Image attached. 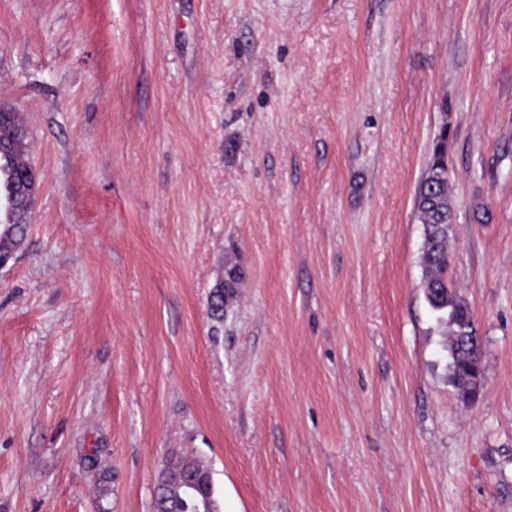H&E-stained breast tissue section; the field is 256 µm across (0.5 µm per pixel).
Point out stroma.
<instances>
[{"label": "stroma", "mask_w": 512, "mask_h": 512, "mask_svg": "<svg viewBox=\"0 0 512 512\" xmlns=\"http://www.w3.org/2000/svg\"><path fill=\"white\" fill-rule=\"evenodd\" d=\"M0 104L38 173L0 512H151L171 454L223 512H512V0H0ZM444 125L471 404L414 209ZM243 271L238 265H231L225 269L224 282L219 279L211 295L209 310L212 319L220 324L224 321V306L234 298V288L242 278ZM229 277V280H227Z\"/></svg>", "instance_id": "obj_1"}]
</instances>
